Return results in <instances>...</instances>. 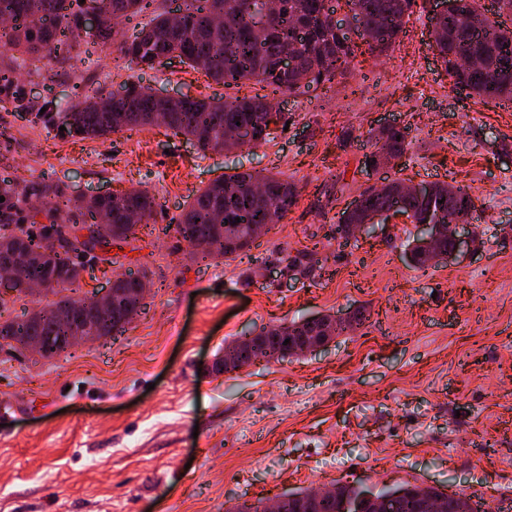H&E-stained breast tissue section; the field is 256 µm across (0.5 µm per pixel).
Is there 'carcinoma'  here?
Wrapping results in <instances>:
<instances>
[{
	"label": "carcinoma",
	"mask_w": 512,
	"mask_h": 512,
	"mask_svg": "<svg viewBox=\"0 0 512 512\" xmlns=\"http://www.w3.org/2000/svg\"><path fill=\"white\" fill-rule=\"evenodd\" d=\"M79 0H0V19L11 27L0 31V47L19 51L30 61L52 57L62 50L61 36L70 34L73 49L83 36L102 46L113 45L129 63L139 70H153L165 60L177 57L192 69L226 88H239L244 81L253 80L272 92L300 94L311 86H319L336 76L351 73L359 50L381 54L388 50L401 32L404 16L411 13L416 0H346L353 19L359 27L362 44L341 41L327 22L326 0H278L274 13L259 14V0H185L178 18L163 11L143 25L132 39L118 44L113 41L114 28L121 18L137 15L148 9L153 0H101L103 18L93 31L83 29ZM465 14L479 15L473 0H455L454 9L444 15L429 17L433 47L446 64L454 83H464L471 94L484 100L512 101V31L504 33L493 22L481 24L461 22ZM291 50L295 69L290 73L276 72L281 53ZM465 52L483 55L490 61L486 69L476 68L468 75L457 72L452 59ZM124 95L113 93L94 95L97 102H79L67 108H57L48 117L54 130L65 127L70 137L100 138L128 127L160 124L167 119L166 128L195 141L198 148L209 151L230 150L226 133L237 125L250 127L257 137L256 146L270 141V125L281 120V114L268 110L267 96H235L221 99H200L188 96L177 102L167 113L161 112L154 91L138 80H128L122 86ZM407 128L391 129L377 139V151L400 159L406 151ZM36 190L33 183L20 185L11 180L0 181V226L24 224L29 196ZM45 192L62 199L47 209L50 225L42 238L57 236L69 243L67 256L42 250L39 241L24 232L0 233V265L12 263L18 267L17 294L24 293L27 284H42L62 288L81 280L85 266L71 255L108 247L115 240H125L134 234L132 215L148 223L155 211V198L146 189H132L117 196H67L58 187H45ZM435 203L416 196L405 201L412 223L430 224L439 221L453 224L469 220L475 203L467 194L460 198L448 195V184L434 183ZM360 214L337 225V234L348 236L352 225L371 211L391 206L394 197L387 192L368 189L360 194ZM298 190L294 183L273 173L239 172L211 182L195 198L189 208L167 225L202 255L213 259H233L256 239L252 226L271 229L274 220L267 212L284 218L296 205ZM240 222H235V219ZM103 220L111 225V239L80 242L69 239L64 228ZM451 243L414 239L412 261L424 265L430 254L446 251ZM112 315L103 316L91 300L62 297L39 307L18 321L0 323V341L22 345L24 339L43 336H67L73 327L90 324L97 327L98 336H118L126 331L133 316L143 307L136 280L132 277L112 282ZM329 316L302 320L289 325L274 326L256 337L224 347L217 358L215 370L229 373L257 360H279L302 352L300 344L332 336L323 332ZM397 512H428V504L437 494L433 487L407 485ZM360 488L342 484L336 494L316 499L312 492L300 490L279 498V512H342L344 502L357 498ZM446 512H475L471 497L458 493L448 496Z\"/></svg>",
	"instance_id": "carcinoma-1"
}]
</instances>
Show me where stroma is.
I'll list each match as a JSON object with an SVG mask.
<instances>
[{
  "mask_svg": "<svg viewBox=\"0 0 512 512\" xmlns=\"http://www.w3.org/2000/svg\"><path fill=\"white\" fill-rule=\"evenodd\" d=\"M414 6L382 54L306 93L267 143L199 152L162 126L108 138L49 133L47 103L116 92L127 59L81 39L0 93V179L94 195L145 188L149 223L85 258L76 288L147 275L145 309L117 338L53 358L0 345V512H234L350 483L465 493L479 512L512 496V107L454 88ZM156 92L232 97L179 61L137 74ZM409 130L398 166L374 169L373 129ZM270 170L297 204L235 260H201L166 226L213 180ZM472 195L481 239L418 268L415 225L339 237L383 179ZM365 309L363 328L314 351L215 373L225 342Z\"/></svg>",
  "mask_w": 512,
  "mask_h": 512,
  "instance_id": "obj_1",
  "label": "stroma"
}]
</instances>
